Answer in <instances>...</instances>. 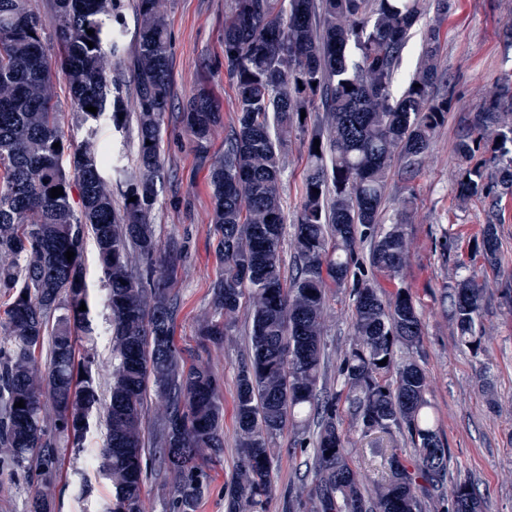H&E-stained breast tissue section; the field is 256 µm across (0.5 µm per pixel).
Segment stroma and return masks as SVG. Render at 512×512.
Masks as SVG:
<instances>
[{
  "instance_id": "stroma-1",
  "label": "stroma",
  "mask_w": 512,
  "mask_h": 512,
  "mask_svg": "<svg viewBox=\"0 0 512 512\" xmlns=\"http://www.w3.org/2000/svg\"><path fill=\"white\" fill-rule=\"evenodd\" d=\"M230 4L231 0H167L174 97L161 148L166 176L154 214L161 238H176L183 249L174 284L179 302L175 336L178 345L189 351L198 345L197 328L209 312V288L221 264L208 220V162L192 150L177 115L181 103L200 83H207L223 111L211 151L223 152L234 110L222 51L224 16ZM510 27L512 0H451L442 25L441 64L455 80V99L447 122L433 140L429 159L410 186H403L398 177L390 178L384 211L385 217H392L397 198L406 190L414 191L416 209L407 226L410 257L403 271L423 323V341L413 357L429 379L428 397L448 450V479L472 484L483 512H512V197L504 198L497 227L505 270L477 269L485 284L480 348L460 345L444 312L442 298L455 282L456 267L454 258L441 255L437 243L448 236L459 250H466L485 222L481 201L463 204L457 198L453 144L458 124L479 103L482 90L512 71V50L505 49L499 38ZM306 164L302 141L293 140L283 155L281 183L290 220L300 204ZM250 324L248 308H240L233 331L207 355L224 382V458L209 470L208 491L198 512H224L236 460L234 383L238 365L249 354ZM352 341L351 307L343 293L329 301L324 335L326 388L335 389L340 355ZM275 445L281 454L267 510L283 512V498L298 486L311 453L295 447L289 430Z\"/></svg>"
}]
</instances>
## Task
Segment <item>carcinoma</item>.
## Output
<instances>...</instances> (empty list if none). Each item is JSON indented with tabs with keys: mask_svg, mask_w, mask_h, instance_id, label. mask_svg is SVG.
<instances>
[{
	"mask_svg": "<svg viewBox=\"0 0 512 512\" xmlns=\"http://www.w3.org/2000/svg\"><path fill=\"white\" fill-rule=\"evenodd\" d=\"M120 8V0H0V472L22 477L29 512H52L56 485L69 478L58 443L80 453L99 423L105 436L94 466L112 484L99 512H145L153 463L168 488L167 512H197L209 467L224 453L221 377L200 355L186 361L174 338L182 246L173 238L161 244L153 224L172 101L166 0H132L130 84L109 62L127 52ZM432 8L437 23L421 32L418 61L397 96L420 0H231L224 16L235 109L224 155L208 170L224 272L211 285L197 336L204 352L222 344L240 307L251 310L226 512H266L279 455L270 443L288 428L297 446L312 447L310 512H426L448 474L427 377L412 357L422 341L420 313L402 280L412 190L391 222L383 220L389 173L395 167L411 183L452 103L451 79L439 66L450 0H432ZM48 23L52 57L43 41ZM55 69L87 136L104 123L134 134L135 174L110 145L77 147L65 137ZM180 120L193 151L209 157L221 112L208 85L182 102ZM297 136L307 166L287 277L281 157ZM455 154L457 196L482 200L486 219L467 253L456 255L461 274L443 303L459 342L477 347L484 286L470 267L502 264L497 224L502 199L512 196L511 74L482 93L457 130ZM54 187L63 195L50 197ZM90 239L108 311L103 328L91 319ZM345 289L355 339L339 363L340 387L324 394L325 310ZM98 339L110 353L106 376ZM21 399L24 407H14ZM151 400L162 412L147 431ZM346 421L360 438H375L370 453H389L388 479L370 488L358 477ZM397 433L412 445L410 463L378 446ZM449 499L453 512H481L465 481Z\"/></svg>",
	"mask_w": 512,
	"mask_h": 512,
	"instance_id": "1",
	"label": "carcinoma"
}]
</instances>
